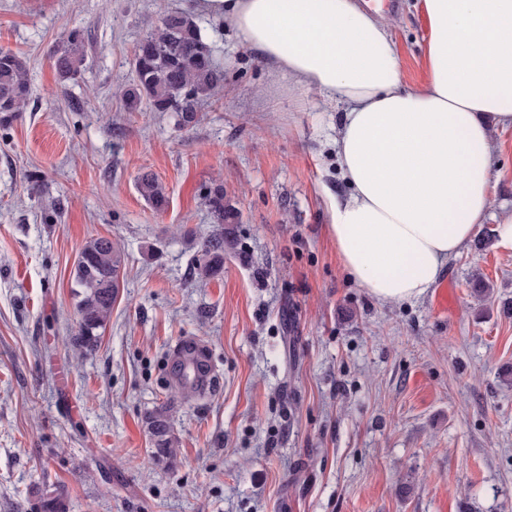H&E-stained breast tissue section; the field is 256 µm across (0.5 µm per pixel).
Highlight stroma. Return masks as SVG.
<instances>
[{
	"label": "stroma",
	"mask_w": 512,
	"mask_h": 512,
	"mask_svg": "<svg viewBox=\"0 0 512 512\" xmlns=\"http://www.w3.org/2000/svg\"><path fill=\"white\" fill-rule=\"evenodd\" d=\"M415 2L388 12L410 86L425 78ZM171 8L193 0H0V47L31 73L27 110L0 124V512H512V250L470 242L420 299L374 301L328 233L349 190L344 105L194 12L223 91L189 129L124 110L135 46ZM75 28L87 67L63 85L52 48ZM491 142L493 230L512 214V127ZM143 168L166 185L165 212L138 194ZM215 181L242 220L203 286ZM101 236L126 265L78 357L74 269ZM184 336L208 347L206 395L174 376ZM161 407L176 447L163 457L146 425Z\"/></svg>",
	"instance_id": "1"
}]
</instances>
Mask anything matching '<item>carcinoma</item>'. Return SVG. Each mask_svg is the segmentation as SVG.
<instances>
[{
  "mask_svg": "<svg viewBox=\"0 0 512 512\" xmlns=\"http://www.w3.org/2000/svg\"><path fill=\"white\" fill-rule=\"evenodd\" d=\"M53 55L60 80L76 79L86 63L82 31L73 29L61 37ZM133 71V79L122 93L126 110L139 112L147 107L153 112H172L182 128L196 125L202 102L224 87V70L214 63L200 25L193 15L179 9L166 11L151 24L136 46ZM30 95V69L26 58L0 47V122L6 123L24 111ZM136 189L155 211L167 209L168 191L154 173H139ZM204 204L214 228L200 244L195 273L201 283L224 270V244L228 243L224 238V225L241 223L240 213L224 205L222 184L214 183L206 188ZM124 266V252L107 237L91 239L79 253L74 276L79 331L71 338V345L83 354L96 349L99 330L112 315ZM146 424L156 453L173 454L175 445L167 412L163 409L153 412Z\"/></svg>",
  "mask_w": 512,
  "mask_h": 512,
  "instance_id": "obj_1",
  "label": "carcinoma"
}]
</instances>
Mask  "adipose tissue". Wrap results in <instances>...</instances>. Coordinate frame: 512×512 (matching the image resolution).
<instances>
[{
    "label": "adipose tissue",
    "instance_id": "obj_1",
    "mask_svg": "<svg viewBox=\"0 0 512 512\" xmlns=\"http://www.w3.org/2000/svg\"><path fill=\"white\" fill-rule=\"evenodd\" d=\"M427 80L403 79L389 21L357 0H196L259 60L347 104L336 158L350 191L328 231L381 303L421 298L485 223L490 129L512 127V0H418Z\"/></svg>",
    "mask_w": 512,
    "mask_h": 512
}]
</instances>
